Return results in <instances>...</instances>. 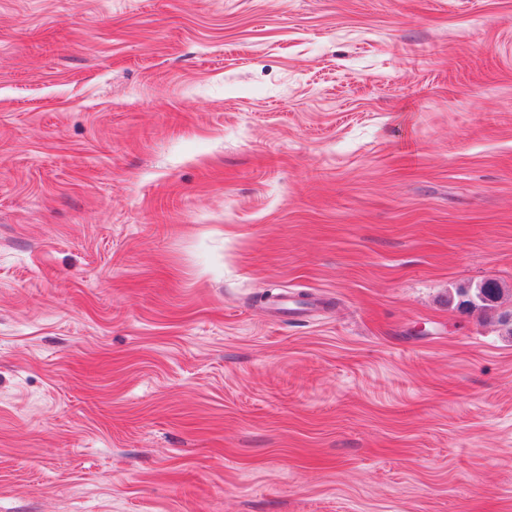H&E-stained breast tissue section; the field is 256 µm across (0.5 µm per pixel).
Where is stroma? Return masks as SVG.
<instances>
[{
  "mask_svg": "<svg viewBox=\"0 0 512 512\" xmlns=\"http://www.w3.org/2000/svg\"><path fill=\"white\" fill-rule=\"evenodd\" d=\"M512 0H0V512H512Z\"/></svg>",
  "mask_w": 512,
  "mask_h": 512,
  "instance_id": "stroma-1",
  "label": "stroma"
}]
</instances>
